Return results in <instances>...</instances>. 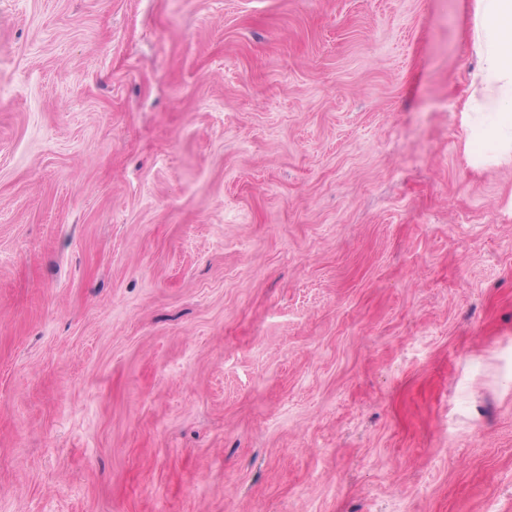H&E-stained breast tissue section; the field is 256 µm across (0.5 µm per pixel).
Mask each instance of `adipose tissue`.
I'll return each instance as SVG.
<instances>
[{
  "label": "adipose tissue",
  "instance_id": "adipose-tissue-1",
  "mask_svg": "<svg viewBox=\"0 0 512 512\" xmlns=\"http://www.w3.org/2000/svg\"><path fill=\"white\" fill-rule=\"evenodd\" d=\"M472 49L480 59L473 83L483 92L480 108L494 118L492 133L501 160L512 161V0H474Z\"/></svg>",
  "mask_w": 512,
  "mask_h": 512
}]
</instances>
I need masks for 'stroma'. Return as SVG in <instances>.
I'll list each match as a JSON object with an SVG mask.
<instances>
[{"mask_svg": "<svg viewBox=\"0 0 512 512\" xmlns=\"http://www.w3.org/2000/svg\"><path fill=\"white\" fill-rule=\"evenodd\" d=\"M473 30V0H0V512H512Z\"/></svg>", "mask_w": 512, "mask_h": 512, "instance_id": "35a3bbf8", "label": "stroma"}]
</instances>
